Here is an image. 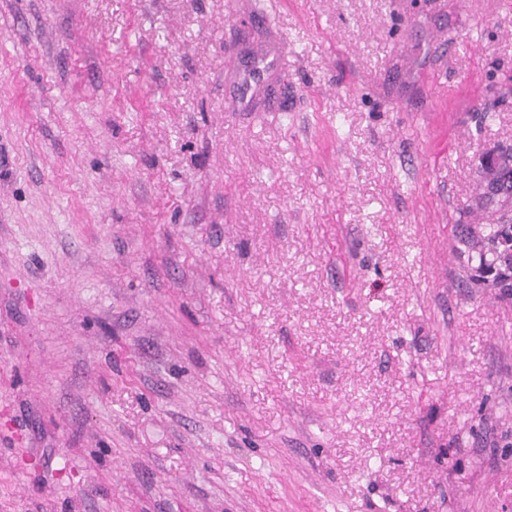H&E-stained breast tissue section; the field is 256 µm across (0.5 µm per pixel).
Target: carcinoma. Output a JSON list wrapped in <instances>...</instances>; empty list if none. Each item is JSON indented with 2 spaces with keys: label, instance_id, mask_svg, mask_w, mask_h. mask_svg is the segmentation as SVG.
<instances>
[{
  "label": "carcinoma",
  "instance_id": "obj_1",
  "mask_svg": "<svg viewBox=\"0 0 512 512\" xmlns=\"http://www.w3.org/2000/svg\"><path fill=\"white\" fill-rule=\"evenodd\" d=\"M499 163L498 178L506 191L512 190V153L501 152L496 157ZM485 211L483 222L475 226L466 225L460 233L461 242L471 252L469 260L476 262V272L492 288L501 289L503 295L512 296V287L507 285L504 271L509 269L512 253L507 248L512 243V216L496 210L493 200L485 194L479 196Z\"/></svg>",
  "mask_w": 512,
  "mask_h": 512
}]
</instances>
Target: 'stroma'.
<instances>
[{"label": "stroma", "mask_w": 512, "mask_h": 512, "mask_svg": "<svg viewBox=\"0 0 512 512\" xmlns=\"http://www.w3.org/2000/svg\"><path fill=\"white\" fill-rule=\"evenodd\" d=\"M254 2L0 0V512H512V0ZM287 53L286 46L281 51L264 55L256 59L252 68L246 72L237 74V96L244 102L248 101L249 93L256 87L263 76L275 69L280 68V62L284 54ZM480 205L486 213L482 216L483 222L475 227L460 224L461 242L471 252L469 259L475 260L476 272L484 282L492 288H500L503 295L512 296V288L507 285L509 276L503 271L509 268L512 248V217L507 213L499 212L494 208L493 200L484 193L479 196ZM511 242V246L507 247Z\"/></svg>", "instance_id": "stroma-1"}]
</instances>
